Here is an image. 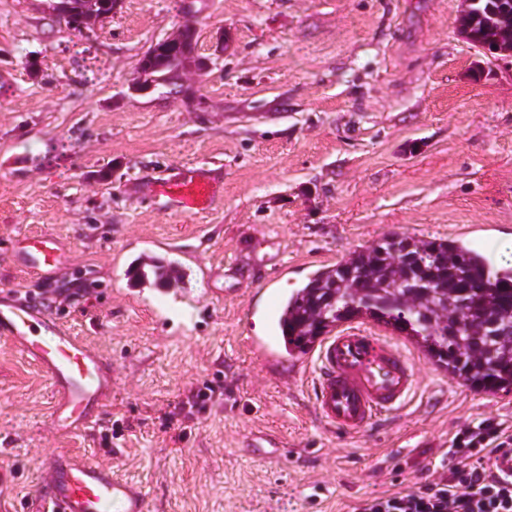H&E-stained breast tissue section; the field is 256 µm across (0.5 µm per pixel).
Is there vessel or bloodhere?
Segmentation results:
<instances>
[{
	"label": "vessel or blood",
	"mask_w": 512,
	"mask_h": 512,
	"mask_svg": "<svg viewBox=\"0 0 512 512\" xmlns=\"http://www.w3.org/2000/svg\"><path fill=\"white\" fill-rule=\"evenodd\" d=\"M163 208L186 214L208 210L219 184L205 170L149 185ZM17 263L45 279L65 273L70 256L59 237L25 234L12 245ZM0 339L8 341L49 381L53 392L50 428L61 438L95 423L112 398V364L76 336L44 300H18L0 290ZM401 336L367 322H351L325 336L309 365L314 369L313 404L328 424L355 434L380 416L402 408L415 388V369L404 354ZM250 349L263 363L280 358L274 331L253 337ZM121 512H149L143 488L113 465H104L58 448L46 459L31 512H103L107 503Z\"/></svg>",
	"instance_id": "b4317fda"
}]
</instances>
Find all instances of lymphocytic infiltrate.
<instances>
[{"instance_id": "1", "label": "lymphocytic infiltrate", "mask_w": 512, "mask_h": 512, "mask_svg": "<svg viewBox=\"0 0 512 512\" xmlns=\"http://www.w3.org/2000/svg\"><path fill=\"white\" fill-rule=\"evenodd\" d=\"M512 451V431L484 420L453 441L457 463L448 477L387 496L360 499L353 512H512V478L477 467L473 458Z\"/></svg>"}]
</instances>
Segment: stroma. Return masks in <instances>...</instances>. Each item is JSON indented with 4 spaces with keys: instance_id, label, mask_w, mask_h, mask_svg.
<instances>
[{
    "instance_id": "stroma-1",
    "label": "stroma",
    "mask_w": 512,
    "mask_h": 512,
    "mask_svg": "<svg viewBox=\"0 0 512 512\" xmlns=\"http://www.w3.org/2000/svg\"><path fill=\"white\" fill-rule=\"evenodd\" d=\"M192 2L120 0L78 32L44 0H0V158L23 160L0 167V289L61 296L113 376L97 422L60 438L48 381L0 339L7 512H27L56 448L119 463L150 512H351L447 474L462 429L512 427V393L462 386L409 340L413 398L355 435L320 421L293 359L269 370L249 350L266 286L290 293L392 232L512 235V56L477 52L464 0ZM185 24L209 70L177 93L132 91L143 51ZM200 167L223 183L207 212L145 197L148 181ZM40 231L68 244L71 273L13 263L14 238ZM148 239L189 267L183 321L125 275ZM208 384L213 400L193 405ZM264 433L281 448L248 453Z\"/></svg>"
}]
</instances>
